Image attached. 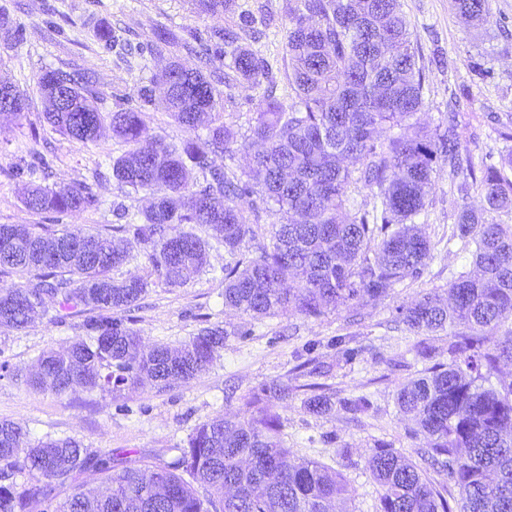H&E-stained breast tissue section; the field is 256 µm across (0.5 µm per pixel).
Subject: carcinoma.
<instances>
[{
	"instance_id": "cac0c4a2",
	"label": "carcinoma",
	"mask_w": 512,
	"mask_h": 512,
	"mask_svg": "<svg viewBox=\"0 0 512 512\" xmlns=\"http://www.w3.org/2000/svg\"><path fill=\"white\" fill-rule=\"evenodd\" d=\"M288 13L285 59L293 92L284 104L273 95L269 62L250 41L256 19L249 10L228 27L193 33L181 48L201 67L173 60L161 83L163 104L192 137L180 144L150 136L141 118L155 105L150 80L137 87V106L103 115L87 71L49 70L36 77L46 122L80 142H97L106 132L132 146L112 160V178L153 202L140 222L119 226L148 250L155 271L181 286L207 264L209 239L235 254L254 235L240 201L254 213L278 216L271 243L246 260L224 266V304L252 318L297 314L318 318L352 301L364 304L419 277L433 246L416 218L424 211L437 164L448 180L468 176L459 190L482 196L481 210L462 208L457 236L474 246L477 273L460 272L448 283V299L424 294L402 309L401 321L417 333L448 331L449 365L428 368L397 391L401 413L412 417L428 446L416 454L441 465L448 485L438 487L422 467L392 448H376L366 465L380 487L378 512H512V381L495 386L490 377L512 362V331L505 341L484 346L482 332L512 317V224L485 214L512 211V153L475 173L460 150L459 121L434 129L410 122L424 104L426 76L418 64L400 0H293ZM477 28L494 23L492 0H453ZM0 38L20 42L24 30L0 15ZM176 42L159 32L140 46L162 56ZM235 80L264 87L250 135L243 145L248 170L233 168L238 132L220 120V84ZM19 117L25 95L0 82ZM224 165H216V158ZM50 162L36 153L26 166L3 170L18 179ZM366 188L368 210L353 188ZM91 190L70 185L32 184L29 209L65 213L93 206ZM186 224L209 231L205 239ZM0 268L36 272L30 286H0V325L25 328L45 297L59 310L79 306L106 312L83 323L84 335L61 351L36 360L29 384L65 395L79 386L118 394L151 381L166 389L208 370L224 348L225 331L214 328L178 350L148 344L128 326L123 313L147 293L141 278L109 276L129 257L112 235L0 224ZM288 385L272 383L243 397L240 415L199 424L177 457L147 464L129 456L116 460L74 439L34 441L20 424L0 421V512H29L42 502L47 512H333L351 492L341 474L313 460H296L283 447L273 401ZM310 412L331 415L324 393L308 398ZM87 470L105 476L106 487L78 482ZM29 479L19 483L15 475Z\"/></svg>"
}]
</instances>
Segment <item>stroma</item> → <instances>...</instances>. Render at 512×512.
Returning a JSON list of instances; mask_svg holds the SVG:
<instances>
[{
  "mask_svg": "<svg viewBox=\"0 0 512 512\" xmlns=\"http://www.w3.org/2000/svg\"><path fill=\"white\" fill-rule=\"evenodd\" d=\"M241 8L265 6L277 23L253 48L273 65L276 96L290 102L283 61L289 0H237ZM0 8L25 29L23 42L0 41V82L19 86L28 108L21 117L0 119V168L29 160L36 151H51L50 176L34 172L33 181L90 186L98 206L65 214L39 213L23 203L24 180L0 175V224H57L61 228L107 231L136 217L146 205L144 194L122 188L112 177V160L126 144L107 138L82 143L53 131L43 118L35 83L42 71L71 65L91 69L102 112L115 110L119 97L134 96L142 83L159 74L166 61L138 54L136 47L159 28L177 38L191 31L224 27L231 13H203L198 0H0ZM426 74L425 105L414 123L435 128L448 116V104L460 102L462 147L474 164L498 162L512 152L502 140V126H512V0H493L495 27L473 29L456 14L451 0H401ZM112 30L113 46L97 38ZM488 69L478 76L475 64ZM223 121L247 136L261 91L231 82L223 86ZM480 208L476 192L459 193L447 174H437L419 217L433 246L422 275L409 278L373 304L350 303L318 319L274 315L260 319L224 305L222 267L229 256L210 254L209 265L181 286L157 275L145 255H137L111 276L121 281L147 280L149 288L128 317L145 342L180 347L215 326L227 333L224 348L208 371L160 391L151 384L119 396L79 388L57 396L31 388L27 380L37 357L59 350L83 333L84 314L58 315L46 299L45 315L24 330L0 327V362L10 374L0 378V420L21 423L32 439L72 437L117 457L135 455L148 463H167L176 448L203 421L236 415L249 392L272 382L290 387L274 407L281 437L295 457L318 461L342 474L354 495L352 512H378L379 487L366 467L373 449L391 448L407 456L426 447L413 424L398 410V387L427 368L450 363L446 333L411 332L399 310L424 292L448 286L452 273L471 269V256L454 239L462 207ZM331 395L334 413L309 412L306 400L314 387ZM366 398L365 411L345 410L344 400Z\"/></svg>",
  "mask_w": 512,
  "mask_h": 512,
  "instance_id": "stroma-1",
  "label": "stroma"
}]
</instances>
